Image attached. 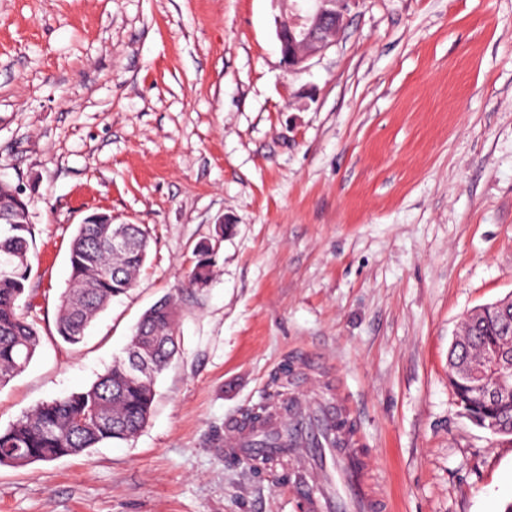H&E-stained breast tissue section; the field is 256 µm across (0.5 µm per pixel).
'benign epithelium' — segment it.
Here are the masks:
<instances>
[{
	"mask_svg": "<svg viewBox=\"0 0 512 512\" xmlns=\"http://www.w3.org/2000/svg\"><path fill=\"white\" fill-rule=\"evenodd\" d=\"M311 2L313 6L307 9L294 5L277 21L282 64L290 72L302 70L309 58L335 42L346 23L349 6L356 0ZM448 378L453 386L463 384L492 403L512 402V336H502L476 360L450 362ZM463 409L475 424L512 434V418H497L469 402L463 404Z\"/></svg>",
	"mask_w": 512,
	"mask_h": 512,
	"instance_id": "obj_1",
	"label": "benign epithelium"
}]
</instances>
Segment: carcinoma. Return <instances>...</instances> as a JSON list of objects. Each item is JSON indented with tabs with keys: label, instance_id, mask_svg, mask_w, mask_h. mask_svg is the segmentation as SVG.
Returning a JSON list of instances; mask_svg holds the SVG:
<instances>
[{
	"label": "carcinoma",
	"instance_id": "obj_1",
	"mask_svg": "<svg viewBox=\"0 0 512 512\" xmlns=\"http://www.w3.org/2000/svg\"><path fill=\"white\" fill-rule=\"evenodd\" d=\"M95 214L78 226L70 248V275L57 310V335L70 345L81 343L91 322L113 298L131 290L144 266L149 236L139 224H104ZM32 232L27 205L0 186V385L20 374L39 345L34 324L20 313V300L31 276ZM210 246L198 248L190 285L204 287L212 275ZM489 308L490 322L464 327L465 344L451 355L479 354L504 319ZM179 314L165 297L144 312L125 357L91 386L44 402L5 430H0V466L25 467L36 462L82 455L104 444L129 441L147 424L157 375L179 349Z\"/></svg>",
	"mask_w": 512,
	"mask_h": 512
}]
</instances>
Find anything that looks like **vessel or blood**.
<instances>
[{
    "label": "vessel or blood",
    "instance_id": "obj_1",
    "mask_svg": "<svg viewBox=\"0 0 512 512\" xmlns=\"http://www.w3.org/2000/svg\"><path fill=\"white\" fill-rule=\"evenodd\" d=\"M226 455L255 465L300 457L304 466L288 484L306 512H383L385 505L363 476L360 436L343 403L327 408L271 403L263 420L229 425Z\"/></svg>",
    "mask_w": 512,
    "mask_h": 512
}]
</instances>
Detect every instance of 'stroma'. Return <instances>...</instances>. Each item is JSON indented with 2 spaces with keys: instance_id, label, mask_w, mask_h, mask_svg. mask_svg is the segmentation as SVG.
I'll return each mask as SVG.
<instances>
[{
  "instance_id": "35a3bbf8",
  "label": "stroma",
  "mask_w": 512,
  "mask_h": 512,
  "mask_svg": "<svg viewBox=\"0 0 512 512\" xmlns=\"http://www.w3.org/2000/svg\"><path fill=\"white\" fill-rule=\"evenodd\" d=\"M274 0H0V181L28 204L39 331L0 429L89 387L157 300L180 350L133 439L0 466V512H300L224 426L342 395L391 512H503L512 441L467 418L448 350L512 295V0H357L291 73ZM151 236L77 345L56 332L79 224ZM224 234H217L218 225ZM206 287L186 285L199 243Z\"/></svg>"
}]
</instances>
